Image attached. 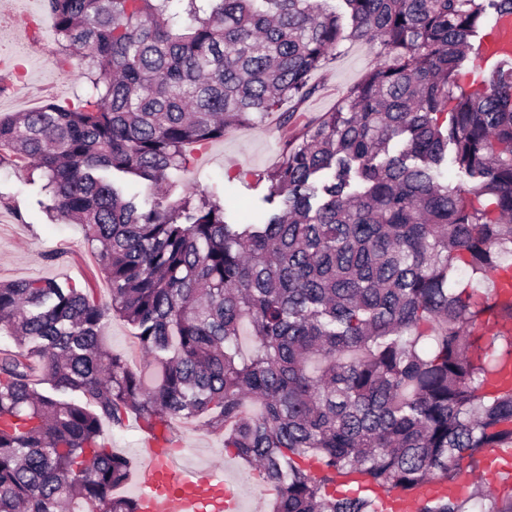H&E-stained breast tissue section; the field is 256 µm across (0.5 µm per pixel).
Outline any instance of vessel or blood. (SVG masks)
<instances>
[{
    "label": "vessel or blood",
    "mask_w": 512,
    "mask_h": 512,
    "mask_svg": "<svg viewBox=\"0 0 512 512\" xmlns=\"http://www.w3.org/2000/svg\"><path fill=\"white\" fill-rule=\"evenodd\" d=\"M489 54L512 51V17L496 19ZM143 453L146 460L134 473L139 512H241L238 497L226 487L223 475L216 471L179 470L170 448L160 440L149 441ZM491 488L497 479L484 468L465 473L450 483L454 496L465 495L475 478Z\"/></svg>",
    "instance_id": "1"
}]
</instances>
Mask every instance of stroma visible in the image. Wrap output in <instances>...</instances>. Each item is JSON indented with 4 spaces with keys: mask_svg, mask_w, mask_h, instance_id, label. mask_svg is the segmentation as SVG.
Listing matches in <instances>:
<instances>
[{
    "mask_svg": "<svg viewBox=\"0 0 512 512\" xmlns=\"http://www.w3.org/2000/svg\"><path fill=\"white\" fill-rule=\"evenodd\" d=\"M13 11L37 15L42 22L38 38L23 47L0 43V58L22 55L27 59L23 80H15L0 69V112L29 111L48 102L74 103L89 93L79 68L62 63L54 40L53 21L43 0H0V17ZM380 60L377 46L365 41H346L319 69L313 79L322 87L320 95L302 106L313 118L336 106L346 88ZM278 115L270 113L254 124L229 130L223 140L194 147L186 171L179 175L181 190L198 194L217 193L226 203L249 211L266 194V183L257 179L279 160L281 140ZM30 172L21 164L0 166V280L45 279L92 289L101 303L111 298L110 285L84 240L81 225L50 220L40 202L39 185L30 183ZM104 339L136 369H146L147 359L137 346L130 327L112 317L104 328ZM176 460L179 465L209 468L223 473L230 490L239 497L244 512H270L273 495L256 471L224 450L223 437L209 433L195 422L175 421ZM102 435L114 451L141 464L140 450L147 434L136 416L125 426L106 425Z\"/></svg>",
    "mask_w": 512,
    "mask_h": 512,
    "instance_id": "obj_1",
    "label": "stroma"
}]
</instances>
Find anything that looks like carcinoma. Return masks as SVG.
Wrapping results in <instances>:
<instances>
[{"label": "carcinoma", "instance_id": "obj_1", "mask_svg": "<svg viewBox=\"0 0 512 512\" xmlns=\"http://www.w3.org/2000/svg\"><path fill=\"white\" fill-rule=\"evenodd\" d=\"M325 2L45 0L91 93L0 115V165L7 150L40 171L111 300L0 284V512H138L116 494L131 460L102 438L132 414L151 435L185 420L224 437L271 512H382L332 491L336 473L412 491L512 447V53L479 88L458 80L512 0ZM345 40L383 61L300 122ZM271 112L281 161L250 223L216 194L167 201L189 146ZM450 164L466 186L443 181ZM112 315L151 373L105 345ZM473 487L418 512H512Z\"/></svg>", "mask_w": 512, "mask_h": 512}]
</instances>
